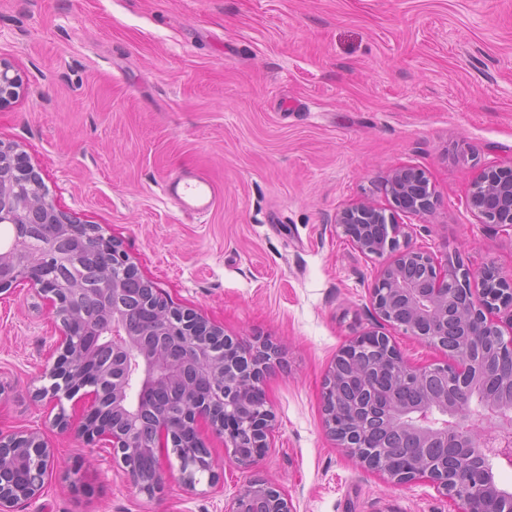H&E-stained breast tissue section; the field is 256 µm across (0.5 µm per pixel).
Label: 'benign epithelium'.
<instances>
[{
    "instance_id": "1",
    "label": "benign epithelium",
    "mask_w": 512,
    "mask_h": 512,
    "mask_svg": "<svg viewBox=\"0 0 512 512\" xmlns=\"http://www.w3.org/2000/svg\"><path fill=\"white\" fill-rule=\"evenodd\" d=\"M13 65L0 58V109L18 95ZM41 177L26 155L0 144V224H15L23 237L53 224L40 252L22 246L0 252V292L19 282L45 298L59 322V354L44 374L52 397L86 401L76 432L90 443L102 440L112 461L139 491L154 495L164 487L168 449L176 450L183 479L190 485L205 475L218 479L201 435L205 425L224 440L234 464L248 471L268 448L274 417L264 392L267 374L280 363L279 349L250 344L202 315L172 305L129 262L120 245L63 212L40 187ZM390 209L370 201L344 206L333 223L365 257L385 258L371 289L372 305L386 325L422 341L444 361L412 366L389 336L366 331L339 356L347 360L344 379L360 385L353 402L336 391L331 366L322 390L325 425L338 447L388 482L406 485L425 479L454 502L453 512H512V492L500 488L491 459L512 465V402L501 399L500 384H512V278L493 266L473 273L460 260L400 245L404 219L429 216L435 192L425 173L412 166L390 170L382 182ZM467 206L481 224L512 228V165L484 168L472 182ZM96 264L94 291L100 310L80 304L86 262ZM138 310L145 329L128 328ZM507 311V318L496 317ZM459 321L460 344L442 340L448 320ZM444 392L418 404L403 401L398 389H423L430 378ZM139 392L137 400L129 390ZM167 404L148 402L162 390ZM151 414V431L142 415ZM407 430L417 441L411 457L391 458L371 436V426ZM431 448H443L439 458ZM149 458L152 470L139 462ZM54 449L38 431H0V512L38 499L53 473ZM226 512H294L279 485L255 477L227 505Z\"/></svg>"
}]
</instances>
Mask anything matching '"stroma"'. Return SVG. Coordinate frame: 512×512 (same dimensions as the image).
<instances>
[{
  "mask_svg": "<svg viewBox=\"0 0 512 512\" xmlns=\"http://www.w3.org/2000/svg\"><path fill=\"white\" fill-rule=\"evenodd\" d=\"M0 57L21 82L0 143L28 155L56 206L119 241L176 306L282 352L255 473L206 430L217 486L174 467L151 497L55 426L80 413L40 394L58 330L27 285L0 292V431L37 430L58 451L17 512H224L254 475L296 512H451L431 482L392 485L326 431L331 363L382 324L379 261L331 219L362 199L388 206L380 177L414 166L436 206L408 218L409 244L512 275V229L466 205L481 169L512 162V0H0ZM186 168L217 188L204 215L164 192Z\"/></svg>",
  "mask_w": 512,
  "mask_h": 512,
  "instance_id": "35a3bbf8",
  "label": "stroma"
}]
</instances>
